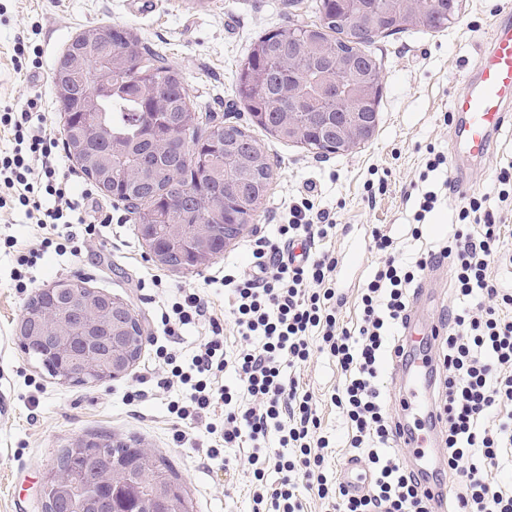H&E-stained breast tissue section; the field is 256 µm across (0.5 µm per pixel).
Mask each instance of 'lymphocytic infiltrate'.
Masks as SVG:
<instances>
[{"instance_id": "f902f5d3", "label": "lymphocytic infiltrate", "mask_w": 512, "mask_h": 512, "mask_svg": "<svg viewBox=\"0 0 512 512\" xmlns=\"http://www.w3.org/2000/svg\"><path fill=\"white\" fill-rule=\"evenodd\" d=\"M0 127L13 147L0 155V208L22 212L46 230L38 246L20 247L15 236L0 239V250L14 261L13 286L26 291L30 269L47 252L79 256L87 241L112 224L111 209L87 214L95 198L92 185H78L58 164L59 142L38 99L18 109L0 110ZM496 206H489V199ZM512 207V163L501 167L493 195H471L459 206L448 244L405 262L393 239L371 232V248L380 261L361 291V324L352 331L340 323L344 298L336 286L338 261L325 245L337 226L311 199L289 210L287 223L272 236L251 240V270L224 275L234 295L230 310L245 343L235 359L237 388L220 385L224 340L220 323L211 319L210 303L199 290H180L159 311L163 343L155 359L165 373L157 388L181 387L183 397L170 402L176 420L203 426L218 438L206 449L217 459L222 448L251 442L249 458L257 486L252 512H304L310 493L324 500L327 512H430L427 494L394 452L397 425L383 406L377 387L380 362L396 350L395 335L408 308V290L427 268L451 262L458 307L452 329L440 344L445 374L436 393L444 422L448 475L454 484L450 512H512V485L492 486V471H512V289L491 278V263L512 268V254L500 247L497 210ZM211 324L189 363L172 348L185 328ZM320 351L334 358L345 381L331 400L351 433L350 445L367 462L372 485L367 494L349 496L341 481H328L322 453L321 419L308 392L300 391L298 370ZM252 401L236 409V392ZM223 418H216V409ZM498 422H490L491 414ZM277 437L279 450L266 446ZM281 479L266 484L267 471Z\"/></svg>"}]
</instances>
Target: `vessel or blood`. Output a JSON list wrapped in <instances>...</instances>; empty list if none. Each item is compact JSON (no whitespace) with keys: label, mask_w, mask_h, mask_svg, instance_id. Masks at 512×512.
<instances>
[{"label":"vessel or blood","mask_w":512,"mask_h":512,"mask_svg":"<svg viewBox=\"0 0 512 512\" xmlns=\"http://www.w3.org/2000/svg\"><path fill=\"white\" fill-rule=\"evenodd\" d=\"M453 110L460 117L453 148L456 163L488 157L494 135L512 114V23L496 26ZM432 301L426 289H416L406 325L414 336L408 339L403 357L392 358L390 366L399 378L400 445L408 450L404 461L414 466L429 491L432 512H447L448 488L431 478L443 465L433 400L439 329L425 319ZM344 481L351 493L360 495L368 488L369 476L351 458L344 466Z\"/></svg>","instance_id":"1"}]
</instances>
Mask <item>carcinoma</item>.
Wrapping results in <instances>:
<instances>
[{"mask_svg": "<svg viewBox=\"0 0 512 512\" xmlns=\"http://www.w3.org/2000/svg\"><path fill=\"white\" fill-rule=\"evenodd\" d=\"M316 21L298 25L288 21L259 36L238 64L237 93L252 123L266 133L287 142L305 137L308 150L334 153L336 146V106L323 108L329 118L308 127L288 131L287 113L294 111L290 99L296 95L315 97L330 78L339 75L347 84V94H359L378 63L365 47L381 29L401 24L405 15L397 6L383 12L367 0L353 23L336 22L348 13L343 0H315ZM432 14L412 27L438 29L448 24V4L433 0ZM112 34L102 46L112 58V93L97 99L95 123L85 126L83 100L87 89L72 93L68 102L58 101L68 119L65 146L107 197L136 201L135 224H152L159 209L166 208L171 224H209L212 237L208 246L216 255L224 250V225L235 224L245 214L242 206L257 211L266 199L274 176L265 145L237 124L214 122L194 106L180 73L162 57L139 51V64H130L127 38L134 37L125 27L111 26ZM300 34L305 47L296 65L305 67V81H292L288 74V36ZM89 51L80 47L65 49L54 74L69 69L77 60L90 65ZM136 174L127 176L128 166ZM69 286L77 289V300L97 301L107 294L89 288L76 279ZM28 306L41 312L52 306L66 310L40 292ZM57 468L82 475L117 463L131 465L132 477L117 492L98 488V493L115 497L118 512H149L151 487L137 475L145 470L166 476L171 466L166 458L149 454L126 443L112 448L69 447L57 458Z\"/></svg>", "mask_w": 512, "mask_h": 512, "instance_id": "obj_1", "label": "carcinoma"}]
</instances>
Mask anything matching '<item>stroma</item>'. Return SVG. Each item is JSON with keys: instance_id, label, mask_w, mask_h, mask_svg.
<instances>
[{"instance_id": "35a3bbf8", "label": "stroma", "mask_w": 512, "mask_h": 512, "mask_svg": "<svg viewBox=\"0 0 512 512\" xmlns=\"http://www.w3.org/2000/svg\"><path fill=\"white\" fill-rule=\"evenodd\" d=\"M313 0H0V104L19 107L41 96L42 109L56 138H63V118L56 103L53 73L59 56L85 28L126 25L140 45L163 56L178 69L191 102L217 120L246 122L236 106L238 62L251 43L279 27L287 17L312 22ZM512 22L507 0H462L458 20L448 28H411L383 34L370 45L381 72L379 120L373 136L350 154L320 156L300 145L263 136L275 174L254 227L227 245L223 254L198 271L185 274L154 263L138 237L132 215L123 203L97 195L96 205L111 207L115 224L102 241L86 243L80 256L46 254L32 271L33 289L56 281L83 279L89 287L131 303L143 322L145 337L138 360L124 376L94 386H77L51 377L26 355L17 338V324L28 294L12 286L11 256L0 254V375L8 386L0 399V512H42L38 487L56 465L63 448L90 434L136 440L163 454L173 477L187 493L193 512H251L248 464L250 443L224 451L223 463H207L203 450L210 435L187 429L174 440L168 404L178 390L155 391L150 379L154 316L178 289H205L210 312L224 329V352L234 359L242 340L230 315L232 296L221 285L225 269L250 268L249 244L288 220L290 205L312 192L317 208L338 225L330 244L339 262L354 246L363 253L354 272L337 274L345 304L344 326L361 323L360 296L379 261L371 251L372 229L389 234L407 254L439 250L448 239L449 224L459 200L450 196L428 214L420 239L411 236L416 210L409 194L425 168L428 148L452 152V125L445 117L462 91L496 25ZM26 36L40 53L37 68L20 73L14 66L16 37ZM512 162V124L504 125L490 155L467 174L476 193L488 192L497 169ZM385 180V188L369 197L367 183ZM159 276L161 287L140 288V280ZM298 379L316 404L325 449L328 479L343 475L354 451L348 428L331 401L345 375L334 359L314 354ZM148 391L143 402H129L132 391Z\"/></svg>"}]
</instances>
